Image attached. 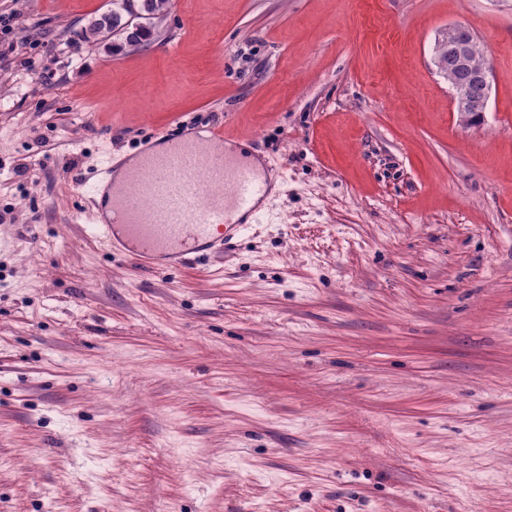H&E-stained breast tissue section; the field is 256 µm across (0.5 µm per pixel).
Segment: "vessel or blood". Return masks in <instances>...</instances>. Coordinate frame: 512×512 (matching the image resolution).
Returning a JSON list of instances; mask_svg holds the SVG:
<instances>
[{
  "label": "vessel or blood",
  "mask_w": 512,
  "mask_h": 512,
  "mask_svg": "<svg viewBox=\"0 0 512 512\" xmlns=\"http://www.w3.org/2000/svg\"><path fill=\"white\" fill-rule=\"evenodd\" d=\"M267 176L227 154L224 135L185 138L164 151L143 149L112 195V219L94 233L149 268L178 271L204 261L255 222Z\"/></svg>",
  "instance_id": "b4317fda"
}]
</instances>
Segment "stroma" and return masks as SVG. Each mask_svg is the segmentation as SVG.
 Here are the masks:
<instances>
[{
  "mask_svg": "<svg viewBox=\"0 0 512 512\" xmlns=\"http://www.w3.org/2000/svg\"><path fill=\"white\" fill-rule=\"evenodd\" d=\"M0 0V512H512V6ZM491 69L463 128L433 64ZM223 129L259 223L114 257L86 176ZM131 1H141L140 5L144 8L143 12L145 14L152 15L153 19H157L162 16L170 5L169 0H112L111 8L99 14L97 17L107 15L112 20V31L119 33L128 19ZM140 16H142L140 13L134 11V14L128 19L125 25L127 30H133V32L129 33L127 36V40L128 42L130 41L131 44H133L136 31L149 25L141 20L139 18ZM104 26H106L105 21L100 20V44L104 49L109 50L112 46V31L103 32Z\"/></svg>",
  "mask_w": 512,
  "mask_h": 512,
  "instance_id": "35a3bbf8",
  "label": "stroma"
}]
</instances>
